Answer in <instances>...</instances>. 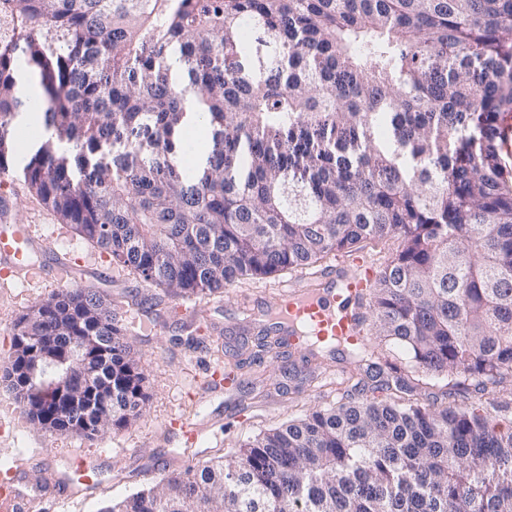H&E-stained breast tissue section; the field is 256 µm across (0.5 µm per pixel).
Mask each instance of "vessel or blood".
Segmentation results:
<instances>
[{
  "label": "vessel or blood",
  "instance_id": "vessel-or-blood-1",
  "mask_svg": "<svg viewBox=\"0 0 512 512\" xmlns=\"http://www.w3.org/2000/svg\"><path fill=\"white\" fill-rule=\"evenodd\" d=\"M45 243V235L33 225L1 224L0 286L29 285L34 275L29 256ZM373 276V266L358 259L337 266L335 273L319 284L296 285L283 292L275 307L292 347L303 348L308 334L347 346L363 344L365 332L358 320V300L366 295ZM17 482L15 473L0 476V512H33L34 500L21 492Z\"/></svg>",
  "mask_w": 512,
  "mask_h": 512
}]
</instances>
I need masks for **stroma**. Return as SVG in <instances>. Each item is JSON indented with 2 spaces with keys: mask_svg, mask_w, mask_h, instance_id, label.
<instances>
[{
  "mask_svg": "<svg viewBox=\"0 0 512 512\" xmlns=\"http://www.w3.org/2000/svg\"><path fill=\"white\" fill-rule=\"evenodd\" d=\"M29 157V151L17 150L7 173L0 174V200L6 201L10 218L52 229L49 247L70 256L78 286L111 302L119 319L136 316L142 323L130 342L146 376L149 400L140 419L124 430L91 439L46 431L22 412L0 381V449H32L47 480L68 477L69 512H100L108 501L154 487L164 471L186 469L200 456L233 452L260 432L335 403L328 384L350 369L349 354L331 355L328 369L321 372L307 352L289 347L281 354L261 353L256 348L258 337L273 325L270 303L295 281V273L244 279L220 296L171 297L114 266L32 196L23 180ZM61 289V284L44 280L25 296L16 288L0 292V359L11 351L19 317ZM230 354L243 362L237 389L209 387L208 365L224 363ZM450 402L480 409L501 425L512 424V377L487 384L482 392L459 390ZM186 421L202 426L193 457L179 453L186 445L181 429ZM77 454L86 456L91 471L71 467L70 458Z\"/></svg>",
  "mask_w": 512,
  "mask_h": 512,
  "instance_id": "1",
  "label": "stroma"
}]
</instances>
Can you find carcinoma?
<instances>
[{
  "instance_id": "1",
  "label": "carcinoma",
  "mask_w": 512,
  "mask_h": 512,
  "mask_svg": "<svg viewBox=\"0 0 512 512\" xmlns=\"http://www.w3.org/2000/svg\"><path fill=\"white\" fill-rule=\"evenodd\" d=\"M37 80L47 136L29 192L112 263L176 297L306 268L395 240L360 316L403 355L352 353L342 402L172 472L101 512H512V426L400 394L417 383L512 375V179L500 117L512 112V0H0L2 129ZM210 129L185 174L188 117ZM385 124L386 138L374 131ZM107 338L112 414L147 400L130 329L80 288L34 305L11 348L76 324ZM32 362L0 371L27 414L76 433L91 402L60 408Z\"/></svg>"
}]
</instances>
